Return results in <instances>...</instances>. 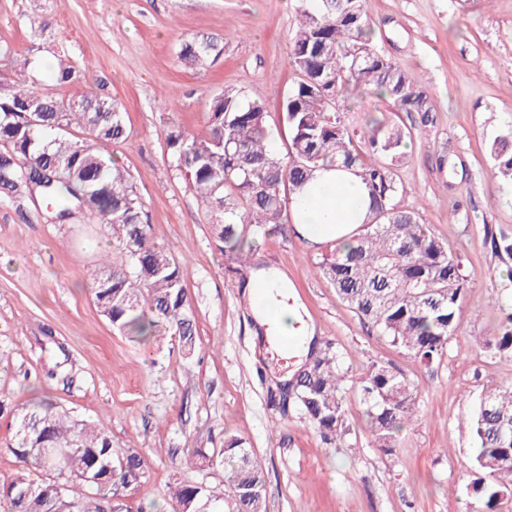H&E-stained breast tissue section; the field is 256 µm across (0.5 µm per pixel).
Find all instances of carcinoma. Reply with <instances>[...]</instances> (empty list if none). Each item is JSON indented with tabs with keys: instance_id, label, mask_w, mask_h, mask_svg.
Segmentation results:
<instances>
[{
	"instance_id": "obj_1",
	"label": "carcinoma",
	"mask_w": 512,
	"mask_h": 512,
	"mask_svg": "<svg viewBox=\"0 0 512 512\" xmlns=\"http://www.w3.org/2000/svg\"><path fill=\"white\" fill-rule=\"evenodd\" d=\"M301 11L289 37L290 59L300 73L283 103L288 151L270 149L264 107L232 90L209 96L206 136L170 129L166 144L173 167L208 207L218 247L229 259L251 264L253 242L282 223L293 197L323 165L356 172L370 198L369 219L354 242L335 246L316 263L336 295L391 343L423 363L441 358L459 328L467 279L458 259L421 223L400 210L392 168L411 132L371 121L365 148L354 144L341 120L338 99L373 89L401 112L432 111L429 91L372 46L365 0H318ZM220 53L210 40L187 41L179 62L195 68ZM358 62H353L354 55ZM86 70L63 59L54 84L37 88L0 72V201L34 194L57 224L90 213L121 232L125 248L93 278V296L112 328L127 335L177 336L193 346L196 327L184 285L186 266L151 241L144 202L122 165L101 146L128 138L123 112L96 93L64 98L57 89L80 83ZM490 155L512 180V142L494 138ZM512 354V328L487 342ZM347 372L336 352L311 353L292 390L270 391L281 406L294 403L326 442L347 432L343 387ZM361 403L378 447H393L396 434L415 417V389L383 365L363 381ZM471 453L482 474L473 487L474 512H499L512 497V386L482 394L473 404ZM13 455L22 468L0 481V512H121L117 495L138 483L144 457L117 452L107 430L74 419L52 404L17 409ZM218 457L224 492L204 484L176 483L170 512H264L265 476L247 439L228 435ZM42 475L33 477L27 466Z\"/></svg>"
}]
</instances>
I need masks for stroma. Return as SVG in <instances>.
Segmentation results:
<instances>
[{
  "mask_svg": "<svg viewBox=\"0 0 512 512\" xmlns=\"http://www.w3.org/2000/svg\"><path fill=\"white\" fill-rule=\"evenodd\" d=\"M302 0H0V45L26 55L12 78L50 84L58 59L88 64L86 81L63 97L112 96L129 137L108 145L142 195L151 239L186 265L196 325L192 349L177 337L135 340L113 330L92 296L103 251L122 237L85 215L48 223L30 200L0 203V478L20 467L9 450L17 405L49 399L73 418L103 426L117 451L145 459L139 483L120 496L123 512H166L174 480L224 485L222 465L184 467L196 449L247 439L265 479V512H471L476 473L468 422L483 391L512 385V355L486 342L512 312V262L491 237L512 234V184L489 154L512 132V0H367L373 45L431 93L433 122L396 110L371 90L339 107L354 142L369 118L410 130L395 161L404 191L398 208L418 211L459 258L469 280L460 328L441 362L425 365L363 323L316 273L322 252L297 235L291 215L257 239L254 260L288 280L316 347L333 344L348 374V433L324 443L268 390L295 362L278 360L258 336L241 274L217 247L208 210L171 165V127L206 132L208 97L232 89L264 104L277 153L288 131L282 101L299 79L288 36ZM45 24V37L33 27ZM211 39L223 54L203 68L177 60L182 40ZM389 367L417 391L416 416L394 448L374 442L359 402L372 364Z\"/></svg>",
  "mask_w": 512,
  "mask_h": 512,
  "instance_id": "stroma-1",
  "label": "stroma"
}]
</instances>
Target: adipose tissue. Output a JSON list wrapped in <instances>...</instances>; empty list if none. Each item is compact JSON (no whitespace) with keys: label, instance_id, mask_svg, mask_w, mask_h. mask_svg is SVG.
Segmentation results:
<instances>
[{"label":"adipose tissue","instance_id":"obj_1","mask_svg":"<svg viewBox=\"0 0 512 512\" xmlns=\"http://www.w3.org/2000/svg\"><path fill=\"white\" fill-rule=\"evenodd\" d=\"M293 222L309 244L333 242L347 245L369 214L368 191L353 172L327 165L316 171L314 178L290 204ZM301 321L296 306L289 305L278 311L258 309L255 322L265 330L277 331L283 336L301 335L295 354L306 357L314 341L310 332H297Z\"/></svg>","mask_w":512,"mask_h":512}]
</instances>
